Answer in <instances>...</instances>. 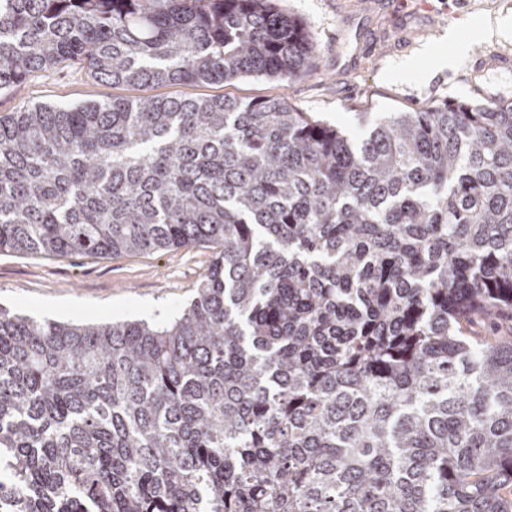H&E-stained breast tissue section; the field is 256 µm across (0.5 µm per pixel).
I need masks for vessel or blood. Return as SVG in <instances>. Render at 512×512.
I'll use <instances>...</instances> for the list:
<instances>
[{
	"instance_id": "vessel-or-blood-1",
	"label": "vessel or blood",
	"mask_w": 512,
	"mask_h": 512,
	"mask_svg": "<svg viewBox=\"0 0 512 512\" xmlns=\"http://www.w3.org/2000/svg\"><path fill=\"white\" fill-rule=\"evenodd\" d=\"M466 65L475 96L490 104L512 99V51L475 52Z\"/></svg>"
}]
</instances>
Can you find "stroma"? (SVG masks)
<instances>
[{
	"mask_svg": "<svg viewBox=\"0 0 512 512\" xmlns=\"http://www.w3.org/2000/svg\"><path fill=\"white\" fill-rule=\"evenodd\" d=\"M299 20L315 53L316 68L282 83L244 77L210 85L109 86L74 64L37 73L20 95L0 94V115L19 105L70 106L109 98L230 96L242 101L286 98L297 111L343 129L365 132L362 114L377 117L436 103H463L471 96L459 78L461 58L438 68L436 54L451 52L449 33L472 50L512 47L486 33L482 22L512 16V0H275ZM431 55H422V48ZM410 63L405 79L387 70ZM212 252L186 247L168 252L72 258L0 252V308L38 320L112 324L163 322L183 311L196 295Z\"/></svg>",
	"mask_w": 512,
	"mask_h": 512,
	"instance_id": "obj_1",
	"label": "stroma"
}]
</instances>
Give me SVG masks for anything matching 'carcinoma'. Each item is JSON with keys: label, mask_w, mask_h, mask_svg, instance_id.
Wrapping results in <instances>:
<instances>
[{"label": "carcinoma", "mask_w": 512, "mask_h": 512, "mask_svg": "<svg viewBox=\"0 0 512 512\" xmlns=\"http://www.w3.org/2000/svg\"><path fill=\"white\" fill-rule=\"evenodd\" d=\"M291 82L273 0H0V94ZM207 245L163 323L0 310V512H512V104L359 140L284 98L0 115V251Z\"/></svg>", "instance_id": "cac0c4a2"}]
</instances>
